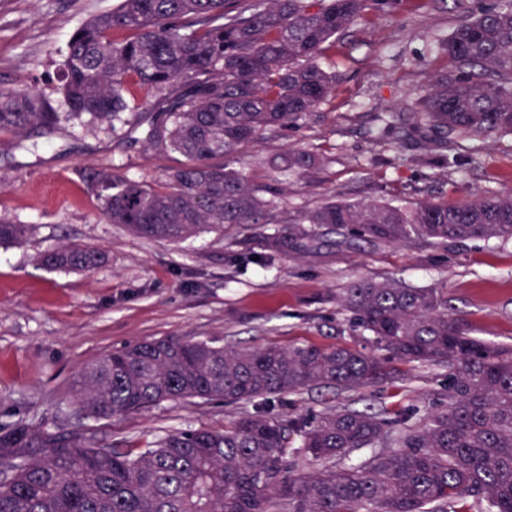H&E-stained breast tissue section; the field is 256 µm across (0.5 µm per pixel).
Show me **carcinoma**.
I'll use <instances>...</instances> for the list:
<instances>
[{
    "instance_id": "1",
    "label": "carcinoma",
    "mask_w": 512,
    "mask_h": 512,
    "mask_svg": "<svg viewBox=\"0 0 512 512\" xmlns=\"http://www.w3.org/2000/svg\"><path fill=\"white\" fill-rule=\"evenodd\" d=\"M372 0H122L69 41L61 93L69 115L139 126L153 109L137 86L159 96L142 130L157 153L185 163L161 182L117 170L83 176L112 224L147 240L178 243L242 224H286L266 237L272 257L288 241L328 226L351 238L444 248L465 239H511L512 193L446 206L330 201L290 219L274 212L230 159L276 136L327 101L336 75L320 58L362 18ZM446 66L411 112L375 117L377 137L400 132L433 144L448 136L471 154L495 132L512 133V0H490L446 41ZM57 113L37 91L0 101V130L25 137L56 129ZM324 160L291 149L283 175ZM31 227L0 215V244L22 245ZM102 253L66 245L40 255L42 265L91 271ZM352 330L365 352L267 345L230 348L211 338L140 341L95 361L74 381L72 406L110 420L163 401L226 403L299 393L323 384L358 391L391 374L388 362L448 366V404L421 422L366 411H325L315 418L258 412L222 431L169 433L134 453L93 448L76 434L39 432L17 423L0 429V512H446L472 502L479 512H512V347L484 342L455 317L441 287L361 282L347 289ZM395 437L397 449L371 452L336 468L352 451ZM321 464L307 473L298 461Z\"/></svg>"
}]
</instances>
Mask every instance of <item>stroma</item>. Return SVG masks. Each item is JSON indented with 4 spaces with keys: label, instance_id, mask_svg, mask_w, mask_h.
<instances>
[{
    "label": "stroma",
    "instance_id": "obj_1",
    "mask_svg": "<svg viewBox=\"0 0 512 512\" xmlns=\"http://www.w3.org/2000/svg\"><path fill=\"white\" fill-rule=\"evenodd\" d=\"M120 0H0V97L37 90L63 111L60 53L77 29ZM467 17L453 0H399L379 6L344 33L324 60L336 73L333 96L284 135L244 148L235 166L256 184H274L278 209L294 214L329 199H416L457 204L478 192L512 188V134L494 135L477 157L448 140L450 161L418 164V141L384 146L371 136L376 112H404L443 67L441 46ZM329 157L327 166L280 182L274 168L288 146ZM133 140L128 126L61 120L49 146L34 153L0 131V212L31 225L25 245H0V427L76 433L86 444L137 450L165 434L230 426L266 411L313 416L363 410L416 424L446 403L448 369L392 363L390 378L357 392L311 387L283 397L227 404L165 401L109 421L71 411L77 374L103 355L143 339L220 337L252 348L338 344L361 347L342 305L358 280L441 285L475 337L512 345V239L464 240L432 249L410 243L339 242L317 227L311 239L273 263L262 260L274 225L205 232L174 245L133 236L109 223L82 178L117 169L152 179L179 167ZM92 246L104 263L90 272L52 270L39 253L62 244Z\"/></svg>",
    "mask_w": 512,
    "mask_h": 512
}]
</instances>
